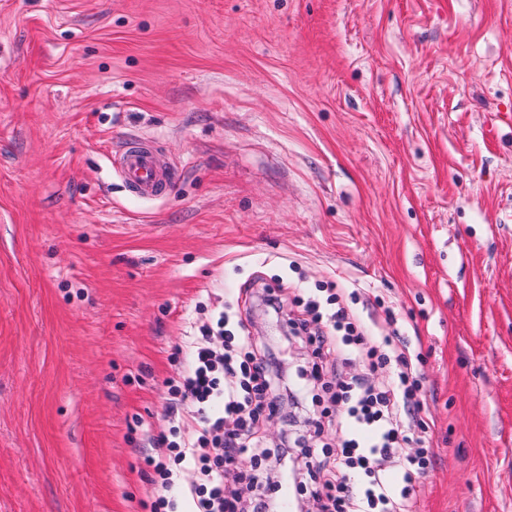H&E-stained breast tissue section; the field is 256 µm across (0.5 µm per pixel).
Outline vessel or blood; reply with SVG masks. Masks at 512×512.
<instances>
[{
	"instance_id": "obj_1",
	"label": "vessel or blood",
	"mask_w": 512,
	"mask_h": 512,
	"mask_svg": "<svg viewBox=\"0 0 512 512\" xmlns=\"http://www.w3.org/2000/svg\"><path fill=\"white\" fill-rule=\"evenodd\" d=\"M113 160L124 187L137 198H162L174 182V168L154 146L121 141L114 148Z\"/></svg>"
}]
</instances>
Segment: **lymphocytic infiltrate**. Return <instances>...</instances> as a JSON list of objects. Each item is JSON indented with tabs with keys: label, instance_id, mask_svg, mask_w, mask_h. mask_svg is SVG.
Returning a JSON list of instances; mask_svg holds the SVG:
<instances>
[{
	"label": "lymphocytic infiltrate",
	"instance_id": "lymphocytic-infiltrate-1",
	"mask_svg": "<svg viewBox=\"0 0 512 512\" xmlns=\"http://www.w3.org/2000/svg\"><path fill=\"white\" fill-rule=\"evenodd\" d=\"M302 312L291 335L306 338L317 351L335 352L342 366L326 385L331 403L344 411L335 451L318 460L309 444L301 446L315 460L311 496L321 512H416V486L432 457L414 430L425 402L407 345L390 336H366L357 312L337 293L308 299ZM190 348L189 370L167 383V416L183 432L147 459L153 469L151 512H175L168 492L179 479L176 462L197 474L184 488L193 512H264V495L245 509L240 494L225 487L224 475L245 463L255 467L288 455L287 447L270 448L260 431L262 419L283 403L276 361L229 329L221 313L199 326ZM353 362L362 372L350 377L343 368ZM381 371L390 372V382H375Z\"/></svg>",
	"mask_w": 512,
	"mask_h": 512
}]
</instances>
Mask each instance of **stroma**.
Masks as SVG:
<instances>
[{"mask_svg":"<svg viewBox=\"0 0 512 512\" xmlns=\"http://www.w3.org/2000/svg\"><path fill=\"white\" fill-rule=\"evenodd\" d=\"M327 282L414 353L418 512H512V0H0V512H147L191 325L326 372L259 297ZM113 160L124 187L139 199H160L174 182L175 168L152 145L123 140L114 147Z\"/></svg>","mask_w":512,"mask_h":512,"instance_id":"obj_1","label":"stroma"}]
</instances>
